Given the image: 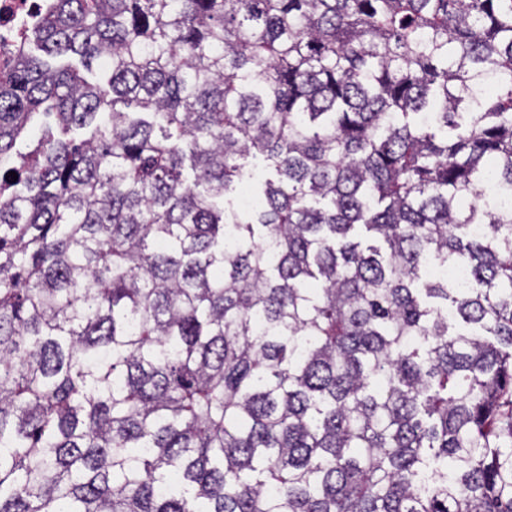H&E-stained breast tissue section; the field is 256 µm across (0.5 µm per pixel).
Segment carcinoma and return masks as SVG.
Returning a JSON list of instances; mask_svg holds the SVG:
<instances>
[{"instance_id": "obj_1", "label": "carcinoma", "mask_w": 512, "mask_h": 512, "mask_svg": "<svg viewBox=\"0 0 512 512\" xmlns=\"http://www.w3.org/2000/svg\"><path fill=\"white\" fill-rule=\"evenodd\" d=\"M30 41L0 512H512V0H49Z\"/></svg>"}]
</instances>
